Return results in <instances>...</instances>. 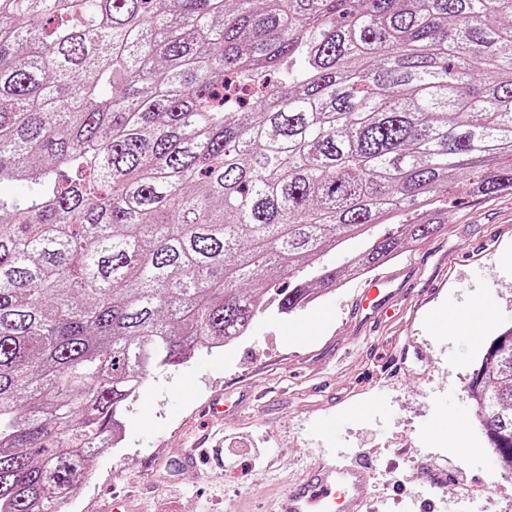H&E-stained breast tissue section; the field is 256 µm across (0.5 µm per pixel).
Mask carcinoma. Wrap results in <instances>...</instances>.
I'll return each mask as SVG.
<instances>
[{
  "instance_id": "1",
  "label": "carcinoma",
  "mask_w": 512,
  "mask_h": 512,
  "mask_svg": "<svg viewBox=\"0 0 512 512\" xmlns=\"http://www.w3.org/2000/svg\"><path fill=\"white\" fill-rule=\"evenodd\" d=\"M0 512H62L150 371L512 190V0H0ZM512 463V328L468 384Z\"/></svg>"
}]
</instances>
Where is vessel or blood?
I'll list each match as a JSON object with an SVG mask.
<instances>
[{
  "label": "vessel or blood",
  "instance_id": "1",
  "mask_svg": "<svg viewBox=\"0 0 512 512\" xmlns=\"http://www.w3.org/2000/svg\"><path fill=\"white\" fill-rule=\"evenodd\" d=\"M368 469L328 457L289 486L278 512H364Z\"/></svg>",
  "mask_w": 512,
  "mask_h": 512
}]
</instances>
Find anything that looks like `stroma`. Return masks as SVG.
<instances>
[{
  "mask_svg": "<svg viewBox=\"0 0 512 512\" xmlns=\"http://www.w3.org/2000/svg\"><path fill=\"white\" fill-rule=\"evenodd\" d=\"M440 230L408 240L378 266L402 289L389 317L368 318L359 277L323 290L291 316H258L233 350L198 353L151 372L123 415V441L102 449L68 512H100L114 490L141 512H276L289 484L322 458L369 468L365 512H512V466L491 456L467 383L489 343L512 327V194L456 188ZM243 399L218 427L222 452L196 449L195 470L160 480L158 461L181 457L206 433L200 413L215 394ZM378 402L371 413L361 403ZM458 435L474 454L450 457ZM451 486L427 492L423 476Z\"/></svg>",
  "mask_w": 512,
  "mask_h": 512,
  "instance_id": "1",
  "label": "stroma"
}]
</instances>
